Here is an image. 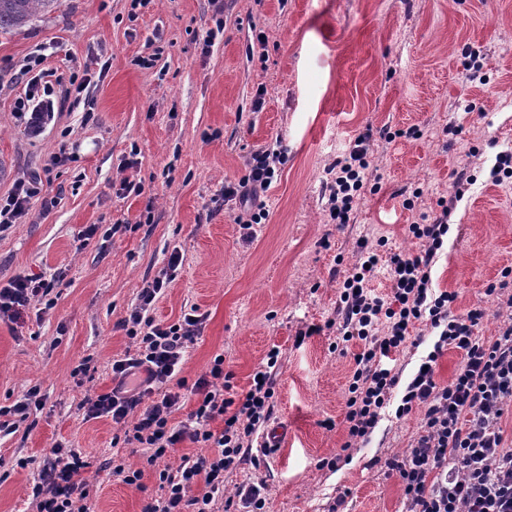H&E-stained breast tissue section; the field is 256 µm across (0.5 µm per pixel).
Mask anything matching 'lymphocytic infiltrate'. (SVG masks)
<instances>
[{"instance_id":"f902f5d3","label":"lymphocytic infiltrate","mask_w":512,"mask_h":512,"mask_svg":"<svg viewBox=\"0 0 512 512\" xmlns=\"http://www.w3.org/2000/svg\"><path fill=\"white\" fill-rule=\"evenodd\" d=\"M41 51L32 52L21 69L27 78L24 99L16 112L31 132L54 110L51 71L40 69ZM372 130L354 137L348 151L337 157L328 191L327 210L336 224L351 221L353 203L371 172ZM283 156L259 150L248 162V172L224 184L223 202L241 207L235 221L243 229L267 219L260 199L275 179ZM43 209L55 200L43 195L38 180H20L0 201V224L17 223L27 215L33 198ZM450 226L447 213L421 214L409 233L424 244L416 255L402 252L382 257L378 249L360 246L351 273L343 280L336 308V340L358 341L345 402L346 448L366 442L381 419L394 407L396 417L422 411L421 433L403 453L385 461L399 478L405 512H512V439L501 427L512 417V314L495 339L478 336L485 316L482 308L454 314L457 295L433 288L431 267ZM180 259L171 256L169 273L146 282L139 304L120 323L134 350L112 364V387L85 396L86 419L106 417L116 425L113 443L143 449L146 465L154 467L160 495L142 512H214L224 495V474L252 452V437L275 410L273 379L278 349H271L265 365L253 374L246 393L235 392L231 374L224 371L223 355H215L194 382L182 378L186 353L201 335L207 320L199 307L172 321L146 317V310L172 282ZM389 268L390 291L380 296L370 283L379 264ZM49 281L19 275L0 288V320L15 323L51 290ZM436 331L438 339L409 383H402L395 365L415 323ZM456 349L461 361L448 383H438L434 368L443 351ZM405 392L399 405L391 400L397 387ZM188 408L184 421L173 415ZM222 420L221 430L211 424ZM203 446L202 454L182 455L177 466L166 459L184 442ZM90 467L81 452L58 443L50 450L32 487L33 512H89Z\"/></svg>"}]
</instances>
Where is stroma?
Wrapping results in <instances>:
<instances>
[{"instance_id":"35a3bbf8","label":"stroma","mask_w":512,"mask_h":512,"mask_svg":"<svg viewBox=\"0 0 512 512\" xmlns=\"http://www.w3.org/2000/svg\"><path fill=\"white\" fill-rule=\"evenodd\" d=\"M59 0L20 32L0 34V197L41 177L56 205L33 199L20 223L0 230V285L20 274L52 281V308L0 320V407L45 398L17 429L0 430V512H30L31 488L54 444L81 449L95 467L91 512H141L157 497L154 468L143 489L103 470L112 422L84 420L89 393L109 390L111 364L132 347L117 324L145 282L182 263L151 306L174 320L207 312L182 374L197 379L223 354L237 392L270 349H279L271 426L288 440L266 466L224 475L225 496L264 484L267 512H402L399 479L385 461L409 448L421 412L387 408L367 442L341 457L345 400L361 342L332 350L339 283L357 242L419 253L408 226L451 204L450 230L431 270L433 287L457 294L454 314L480 307L478 332L504 318L489 283L512 267V186L489 169L512 146V0ZM63 83L60 109L39 135L18 120L20 74L37 46ZM483 82L468 81L469 56ZM85 83L72 94L71 86ZM376 135L371 182L350 224L328 223L326 169L365 128ZM393 132V141L382 131ZM277 148L286 162L263 200L269 212L251 240L235 210H218L225 181L251 154ZM66 151L69 160L50 159ZM475 183L452 202L455 174ZM140 192L120 195L122 176ZM423 194L415 210L402 202ZM320 334L306 336L311 325ZM91 370L76 371L81 362ZM337 467H320L324 458Z\"/></svg>"}]
</instances>
